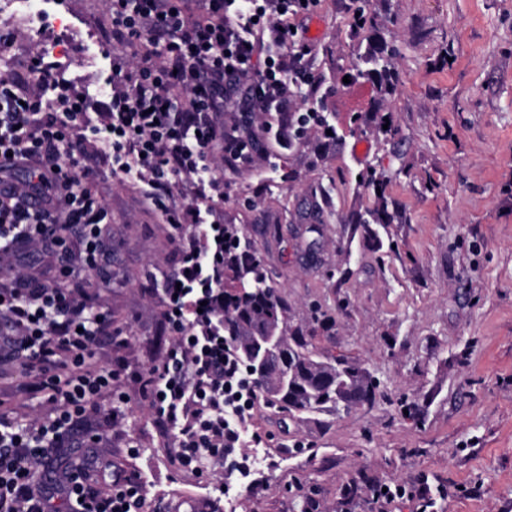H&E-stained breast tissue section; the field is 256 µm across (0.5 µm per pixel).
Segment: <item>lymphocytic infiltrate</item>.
<instances>
[{"mask_svg":"<svg viewBox=\"0 0 512 512\" xmlns=\"http://www.w3.org/2000/svg\"><path fill=\"white\" fill-rule=\"evenodd\" d=\"M317 0H103L113 53L97 102L60 78L56 62L0 66V360L51 405L46 416L0 409V512H142L140 475L89 454L56 495L41 466L61 448L102 442L88 421L121 432L125 378L140 386L173 463L216 482L248 472L263 438L248 421L253 378L224 336L225 168L257 161L262 143H287L305 126L329 130L321 79L305 31L291 19ZM303 100L295 111L287 101ZM26 181L12 177L17 169ZM135 182L171 227L169 268L148 272L146 293L168 342L147 366L95 363L105 340L125 345L100 283L112 278L98 192L104 174ZM38 264H28L29 254ZM83 270V284L58 287ZM428 482L392 484L379 512L414 503L435 512L449 498Z\"/></svg>","mask_w":512,"mask_h":512,"instance_id":"f902f5d3","label":"lymphocytic infiltrate"}]
</instances>
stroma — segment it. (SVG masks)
I'll use <instances>...</instances> for the list:
<instances>
[{"label": "stroma", "instance_id": "stroma-1", "mask_svg": "<svg viewBox=\"0 0 512 512\" xmlns=\"http://www.w3.org/2000/svg\"><path fill=\"white\" fill-rule=\"evenodd\" d=\"M75 18L76 89L103 84L84 65L86 36L110 46L101 0H62ZM374 27L353 30V0H318L310 61L335 138L308 131L267 145L280 166L225 171L224 221L241 227L288 301V323L319 353L374 373L375 404L294 415L258 403L249 421L264 467L215 481L180 472L138 384L113 459L136 470L144 512L191 502L193 512H376L378 485L420 479L450 488L439 512H512V0H369ZM395 40V93L372 110L370 82L347 83L373 33ZM388 132H380L381 120ZM386 214L366 234L358 215ZM112 279L102 292L131 369L165 344L143 293L164 265L170 228L133 185L105 176ZM256 207H248L249 199ZM330 320L312 319L313 306ZM139 453L127 459L126 445Z\"/></svg>", "mask_w": 512, "mask_h": 512}]
</instances>
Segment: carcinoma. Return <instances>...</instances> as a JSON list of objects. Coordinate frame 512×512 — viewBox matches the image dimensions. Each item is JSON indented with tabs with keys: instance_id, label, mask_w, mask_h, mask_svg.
<instances>
[{
	"instance_id": "cac0c4a2",
	"label": "carcinoma",
	"mask_w": 512,
	"mask_h": 512,
	"mask_svg": "<svg viewBox=\"0 0 512 512\" xmlns=\"http://www.w3.org/2000/svg\"><path fill=\"white\" fill-rule=\"evenodd\" d=\"M398 52L394 42L384 39L370 44L361 64L349 73L352 83L370 81L376 87L377 104L392 95L399 79L392 66ZM229 247L224 252V335L233 337L239 358L258 375L262 394L290 413H311L336 404V387L349 380L356 364L344 358L320 359L313 338L288 325V302L278 288L267 281L261 260L252 245L242 240L238 229L227 227ZM253 269L251 285L241 290V272ZM280 336L277 352L258 367L260 351L256 337L270 331Z\"/></svg>"
}]
</instances>
